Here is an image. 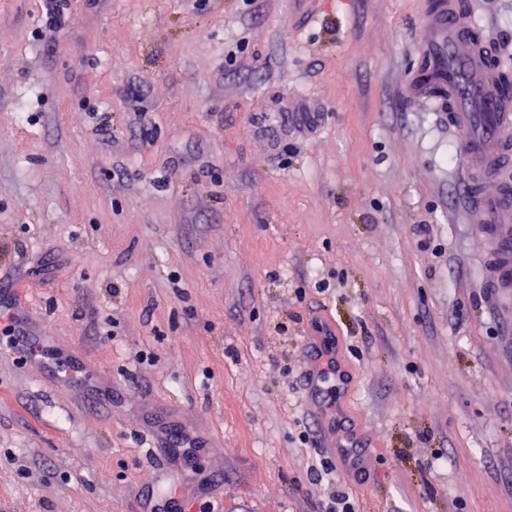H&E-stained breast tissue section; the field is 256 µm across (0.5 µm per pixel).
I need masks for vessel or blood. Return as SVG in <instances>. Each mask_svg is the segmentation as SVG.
Returning <instances> with one entry per match:
<instances>
[{"mask_svg":"<svg viewBox=\"0 0 512 512\" xmlns=\"http://www.w3.org/2000/svg\"><path fill=\"white\" fill-rule=\"evenodd\" d=\"M423 21V65L408 93L430 103L464 140L466 209L486 244L485 273L512 308V92L462 0H424Z\"/></svg>","mask_w":512,"mask_h":512,"instance_id":"vessel-or-blood-1","label":"vessel or blood"}]
</instances>
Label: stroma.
<instances>
[{"instance_id": "1", "label": "stroma", "mask_w": 512, "mask_h": 512, "mask_svg": "<svg viewBox=\"0 0 512 512\" xmlns=\"http://www.w3.org/2000/svg\"><path fill=\"white\" fill-rule=\"evenodd\" d=\"M468 3L512 75V0ZM48 9L0 0V512L173 479L195 512H512V309L460 135L404 96L420 0Z\"/></svg>"}]
</instances>
